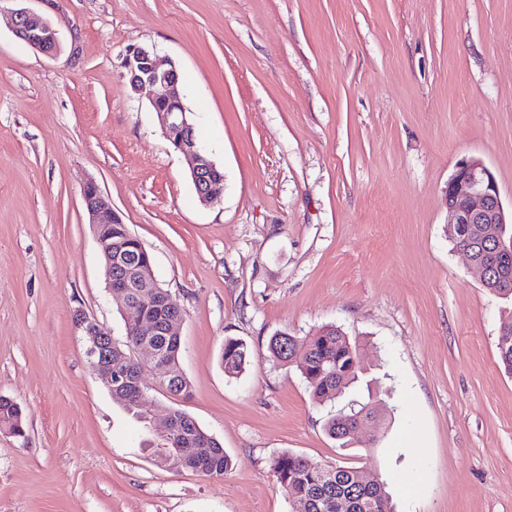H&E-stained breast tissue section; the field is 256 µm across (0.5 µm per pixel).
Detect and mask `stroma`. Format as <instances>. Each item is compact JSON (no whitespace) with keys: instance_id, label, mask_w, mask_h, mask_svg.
<instances>
[{"instance_id":"35a3bbf8","label":"stroma","mask_w":512,"mask_h":512,"mask_svg":"<svg viewBox=\"0 0 512 512\" xmlns=\"http://www.w3.org/2000/svg\"><path fill=\"white\" fill-rule=\"evenodd\" d=\"M26 8L58 31L36 53ZM171 59L199 144L224 171L199 202L189 164L132 93L123 58ZM481 159L512 208V0H0V512H295L285 452L356 465L396 512H512V374L497 349L512 301L448 234L456 165ZM96 183L184 309L188 395L145 369L146 409L189 414L221 477L168 471L149 432L90 369L73 321L126 341L81 189ZM334 324L360 345L349 401L379 426L349 447L271 336ZM250 348L225 374L226 337ZM13 33L36 52L55 56L59 50L57 30L51 21L25 8L13 12ZM26 417L21 407H11L0 402V431L15 434L16 437L25 436Z\"/></svg>"}]
</instances>
